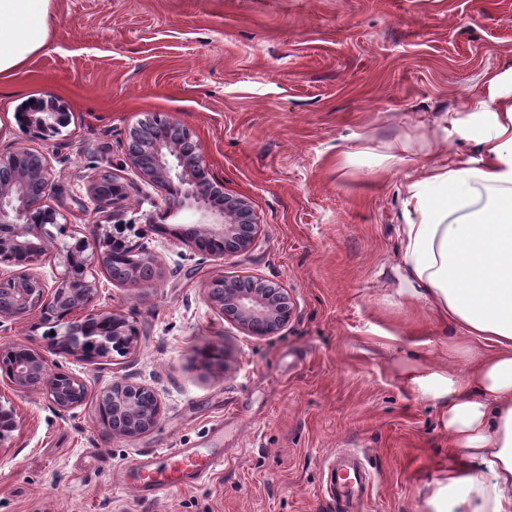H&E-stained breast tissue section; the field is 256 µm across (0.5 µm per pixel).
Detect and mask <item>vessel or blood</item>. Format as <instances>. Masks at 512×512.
Returning a JSON list of instances; mask_svg holds the SVG:
<instances>
[{
    "mask_svg": "<svg viewBox=\"0 0 512 512\" xmlns=\"http://www.w3.org/2000/svg\"><path fill=\"white\" fill-rule=\"evenodd\" d=\"M223 464V455L212 448H173L143 455L131 473L139 490L160 498L173 489L201 483ZM370 483L369 469L354 453L337 455L335 466L327 470L326 484L339 512H357Z\"/></svg>",
    "mask_w": 512,
    "mask_h": 512,
    "instance_id": "b4317fda",
    "label": "vessel or blood"
}]
</instances>
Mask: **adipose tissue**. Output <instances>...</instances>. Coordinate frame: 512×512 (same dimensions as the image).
<instances>
[{"mask_svg": "<svg viewBox=\"0 0 512 512\" xmlns=\"http://www.w3.org/2000/svg\"><path fill=\"white\" fill-rule=\"evenodd\" d=\"M53 0H0V79L48 39ZM474 155H450L454 141ZM434 165L409 175L403 199L401 292L474 338L466 373L423 372L412 381L443 402L448 442L462 467L430 500L434 512H512V68L489 77L465 113L430 133L381 147L379 167L412 156Z\"/></svg>", "mask_w": 512, "mask_h": 512, "instance_id": "adipose-tissue-1", "label": "adipose tissue"}]
</instances>
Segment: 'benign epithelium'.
<instances>
[{
    "label": "benign epithelium",
    "instance_id": "7a95c632",
    "mask_svg": "<svg viewBox=\"0 0 512 512\" xmlns=\"http://www.w3.org/2000/svg\"><path fill=\"white\" fill-rule=\"evenodd\" d=\"M35 113V123L48 131H56L68 121L64 105L52 96L41 101ZM166 127V135L128 146L123 165L133 168L144 182L169 189L171 214L183 210L199 214L182 235L192 248L202 251L206 243L222 241L226 256L252 250L259 238V225L250 202L229 194L217 197L189 129L178 121H169ZM55 178L46 155L39 151L20 148L0 154V261L18 267L7 276L0 274V288L8 291L7 297L0 298V323L22 320L36 311L46 316L57 310L58 319L65 321L64 331L52 343L59 352L85 361L104 358L114 349L134 353L138 342L126 337V316L114 310H94L98 294L95 269L131 287L143 288L150 279L135 270L124 276L112 271L111 254L104 245L114 236L104 224L93 225L89 234L71 244H57L50 227L59 225L60 211L46 204ZM104 185L99 178L91 181L86 197L74 202L81 208L89 202L100 208L119 204L123 195L107 193ZM52 255L58 256L64 271L50 286L36 268ZM204 296L213 309L251 336L277 333L292 314L287 289L262 278L213 276L204 284ZM93 321L107 324V329L89 335ZM9 351L19 358L17 367L9 372L14 391L42 392L58 412L85 401V383L70 373L50 371L43 353L22 343L12 345ZM142 390L144 386L127 381L112 384L114 416L125 422L112 434L131 439L157 425L161 403H156L151 413L142 411L136 399ZM17 427L16 407L0 399V445L11 440Z\"/></svg>",
    "mask_w": 512,
    "mask_h": 512
}]
</instances>
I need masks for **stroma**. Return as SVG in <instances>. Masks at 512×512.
<instances>
[{
    "instance_id": "35a3bbf8",
    "label": "stroma",
    "mask_w": 512,
    "mask_h": 512,
    "mask_svg": "<svg viewBox=\"0 0 512 512\" xmlns=\"http://www.w3.org/2000/svg\"><path fill=\"white\" fill-rule=\"evenodd\" d=\"M510 67L512 0H55L45 47L0 82V153L48 157L58 243L105 224L160 273L146 288L100 279L95 307L128 317L133 354L49 351L37 312L0 323V352L26 344L88 389L60 413L0 370L19 416L0 447V512H336L325 472L340 448L372 474L363 512H432L456 459L440 400L408 374L468 366L466 339L398 291L404 182L431 157L388 171L371 151L456 115ZM51 96L70 116L56 133L25 120ZM163 119L189 128L211 180L250 201L253 250L184 244L193 215H168V189L123 167L130 131ZM105 173L125 188L121 211L74 204ZM215 275L286 288L288 323L245 334L207 303ZM205 348L222 359L204 365ZM117 381L158 394L153 430L126 439L102 423L97 397ZM165 448H214L224 467L160 499L125 486L143 453Z\"/></svg>"
}]
</instances>
